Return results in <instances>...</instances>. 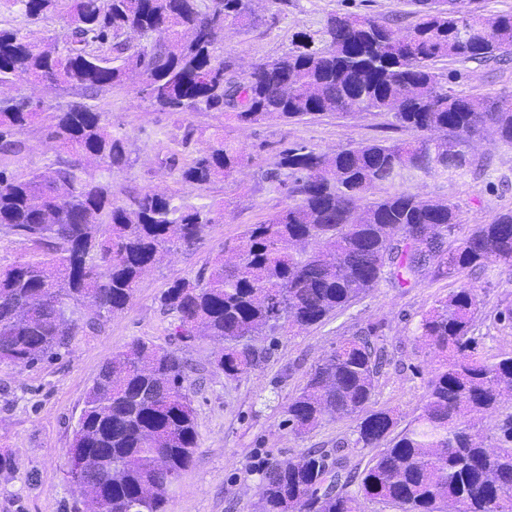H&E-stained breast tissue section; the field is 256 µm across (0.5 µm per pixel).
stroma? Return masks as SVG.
Instances as JSON below:
<instances>
[{
  "mask_svg": "<svg viewBox=\"0 0 512 512\" xmlns=\"http://www.w3.org/2000/svg\"><path fill=\"white\" fill-rule=\"evenodd\" d=\"M345 10L395 17L403 27L416 21L411 0H288L284 5L262 0L261 24L227 28L224 53L239 69H247L255 61L287 52L300 36L320 29L329 13ZM464 73L456 85L464 93H512V63L496 73L469 64ZM90 104L105 113L114 133L126 139L130 164L113 170L114 189L151 188L215 204L230 199L234 211L223 222L209 225L196 248L171 251L143 275L127 309L108 320L100 333L77 337L58 359L33 369L0 365V453L9 459L8 466L0 468V512H74L81 504L84 495L70 473L67 456L73 431L85 395L106 359L136 338L176 350L191 367L197 449L193 464L172 489L167 512H256L268 463L299 457L312 448L343 457L347 469L364 468L375 451L357 444L355 420L326 421L299 436L286 422L288 400L337 341L377 323L381 332L375 345L384 364L372 407L393 410L398 426H405L420 413L427 381L438 366L417 338L419 320L455 289L454 280L425 279L411 288L383 281L323 324L260 337L255 344L257 366L236 380L212 368L217 348L212 340L172 336L174 315L161 307L159 297L173 280L194 277L209 267L226 240L287 205V197L261 177L262 170L273 169L283 141L330 152L349 143L389 138L393 132L386 127L387 116L357 113L242 125L221 112L157 111L130 84L101 93ZM189 128L194 136L185 146L181 140ZM216 131L252 157L233 179L203 189L178 180L162 164L170 149L192 157ZM19 138L23 152L0 154L1 166L21 173L41 171L61 154L41 124L25 128ZM470 150L487 160L486 173L410 177L377 185L373 195L380 198L407 189L444 197L459 204L464 226L488 223L495 212L512 208V146L477 138ZM475 286L482 311L476 329L479 356L490 359L512 352V324L494 319L497 311L512 308V274L480 275Z\"/></svg>",
  "mask_w": 512,
  "mask_h": 512,
  "instance_id": "obj_1",
  "label": "stroma"
}]
</instances>
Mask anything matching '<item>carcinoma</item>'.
Returning a JSON list of instances; mask_svg holds the SVG:
<instances>
[{"label":"carcinoma","mask_w":512,"mask_h":512,"mask_svg":"<svg viewBox=\"0 0 512 512\" xmlns=\"http://www.w3.org/2000/svg\"><path fill=\"white\" fill-rule=\"evenodd\" d=\"M38 20L59 13L64 39L0 28V87L26 81L65 85L84 97L140 84L163 112H223L242 124L269 119L385 113L391 129L415 133L351 143L332 152L285 143L276 171L290 203L249 225L212 267L177 279L160 295L175 314L173 336L222 343L213 360L229 378L248 375L256 336L323 323L383 280L404 288L428 270L460 288L419 322V341L439 358L421 412L390 436V411L372 410L381 362L378 327L343 338L288 401L298 435L324 421L356 420L357 443L377 448L362 472L342 476L322 450L272 463L258 512H360L353 482L401 512H512V419L493 437L477 420L512 400V353L481 358L476 271H512V209L464 229L460 207L411 191L368 199L378 184L405 173L456 176L482 166L470 141L490 132L512 144V94L451 88L456 70L436 63L489 65L512 58V10L480 3L413 0L416 23L401 28L346 10L315 35L238 73L224 56L226 27L260 22L256 0H9ZM134 33L136 44L126 41ZM41 103L0 97V153L18 155L16 135ZM50 139L66 153L43 171L0 168V231L29 244L0 267V364L33 368L77 336L101 331L131 303L143 271L173 249H193L224 209L150 189L112 191V173L129 164L124 139L103 113L73 101L50 116ZM251 161L245 148L212 134L199 154L163 163L201 188L232 178ZM190 366L174 350L135 339L106 360L87 392L71 447L92 449L86 512H166L171 488L194 461L196 411Z\"/></svg>","instance_id":"carcinoma-1"}]
</instances>
